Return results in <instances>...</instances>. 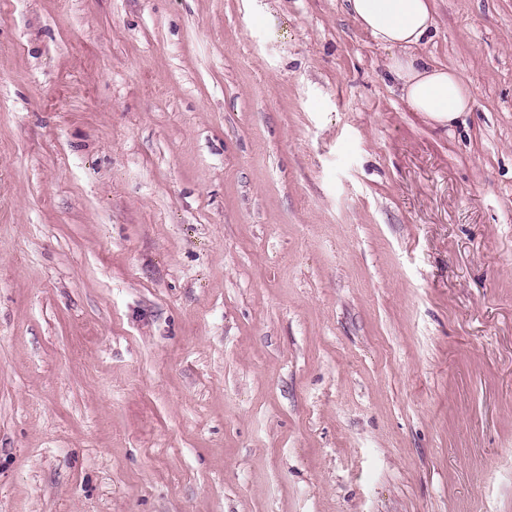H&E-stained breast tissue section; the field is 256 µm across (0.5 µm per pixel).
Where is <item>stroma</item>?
<instances>
[{"label":"stroma","mask_w":512,"mask_h":512,"mask_svg":"<svg viewBox=\"0 0 512 512\" xmlns=\"http://www.w3.org/2000/svg\"><path fill=\"white\" fill-rule=\"evenodd\" d=\"M403 99L345 0H0V512H512V0Z\"/></svg>","instance_id":"stroma-1"}]
</instances>
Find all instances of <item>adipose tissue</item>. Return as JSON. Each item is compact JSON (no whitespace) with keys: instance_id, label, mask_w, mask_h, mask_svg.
Masks as SVG:
<instances>
[{"instance_id":"adipose-tissue-1","label":"adipose tissue","mask_w":512,"mask_h":512,"mask_svg":"<svg viewBox=\"0 0 512 512\" xmlns=\"http://www.w3.org/2000/svg\"><path fill=\"white\" fill-rule=\"evenodd\" d=\"M347 10L390 49L388 68L414 111L442 125L470 111L471 96L458 73L414 53L434 26L431 0H347Z\"/></svg>"}]
</instances>
